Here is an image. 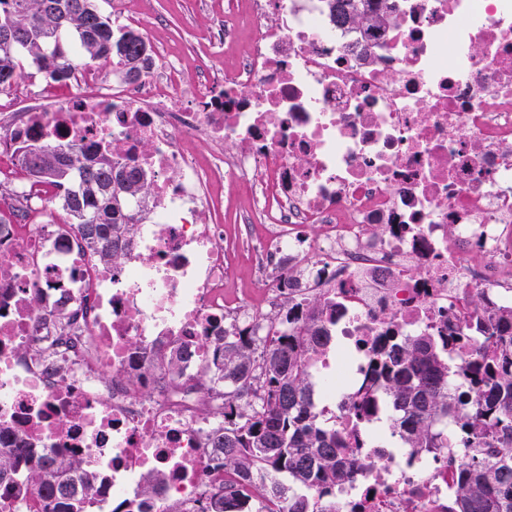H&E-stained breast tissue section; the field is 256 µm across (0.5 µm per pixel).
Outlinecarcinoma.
Returning a JSON list of instances; mask_svg holds the SVG:
<instances>
[{
	"mask_svg": "<svg viewBox=\"0 0 512 512\" xmlns=\"http://www.w3.org/2000/svg\"><path fill=\"white\" fill-rule=\"evenodd\" d=\"M322 2L333 23L365 34L391 22V0ZM2 30L13 39H0V92L18 84L22 55L55 81L78 62L112 58L130 79L149 56L144 39L114 30L95 0H0ZM25 164L39 184L62 193V210L99 263L120 267L125 242L135 235L126 206L147 193L146 179L105 161L85 163L76 146L65 152L34 144ZM323 307V298L311 294L266 328L243 321L210 342L196 391L220 418L209 440L222 480L202 490L197 512H336L332 490L351 477L342 455L353 447L316 411L311 361L335 339L319 318ZM473 308L475 322L456 331L394 336L375 350L370 385L353 403L352 421L365 428L374 403L385 398L399 413L392 435L412 448L448 449V512H512V308L495 307L483 295ZM75 321V313L63 311L48 333L72 341ZM470 332L478 344L461 359L456 347ZM187 354L174 348L156 366L176 377ZM96 480L75 458L0 448V505L24 492L32 497L26 512H93L81 488Z\"/></svg>",
	"mask_w": 512,
	"mask_h": 512,
	"instance_id": "1",
	"label": "carcinoma"
}]
</instances>
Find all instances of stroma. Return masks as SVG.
Wrapping results in <instances>:
<instances>
[{
	"mask_svg": "<svg viewBox=\"0 0 512 512\" xmlns=\"http://www.w3.org/2000/svg\"><path fill=\"white\" fill-rule=\"evenodd\" d=\"M124 7L129 14L150 19L152 28L144 34L146 41L154 53L175 62L189 82L201 84L206 80L207 69L201 68V61H209L214 69H230L248 50L246 0H124ZM227 19L237 22L240 36L224 48H215L208 34L217 21ZM218 194L224 204V232L236 254L232 285L247 288L251 285L249 254L246 243L238 241L237 235L249 192L227 183L219 187Z\"/></svg>",
	"mask_w": 512,
	"mask_h": 512,
	"instance_id": "obj_1",
	"label": "stroma"
}]
</instances>
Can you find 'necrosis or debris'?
Masks as SVG:
<instances>
[{
    "mask_svg": "<svg viewBox=\"0 0 512 512\" xmlns=\"http://www.w3.org/2000/svg\"><path fill=\"white\" fill-rule=\"evenodd\" d=\"M392 3L391 25L365 35L330 23L321 0H250L248 53L181 112L164 101L182 74L156 57L120 89L80 66L68 98L0 113V176L12 189L42 191L26 140L110 157L150 183L128 211L136 234L117 270L91 260L77 230L0 225L1 448L75 455L100 477L86 492L100 506L141 502L150 484L156 504L197 512L216 478L217 418L194 392L204 337L322 295L344 347L320 360L322 402L346 428L376 339L474 321L478 294L512 306V0ZM229 141L238 152L225 153ZM226 181L250 189L251 296L225 291L213 210ZM286 270L300 282L288 292ZM66 296L84 342L55 348L62 382L45 368L44 324ZM181 345L192 355L175 380L142 394L126 386ZM359 440L351 434L355 476L336 512H406L407 500L413 512H447L446 449Z\"/></svg>",
    "mask_w": 512,
    "mask_h": 512,
    "instance_id": "obj_1",
    "label": "necrosis or debris"
}]
</instances>
